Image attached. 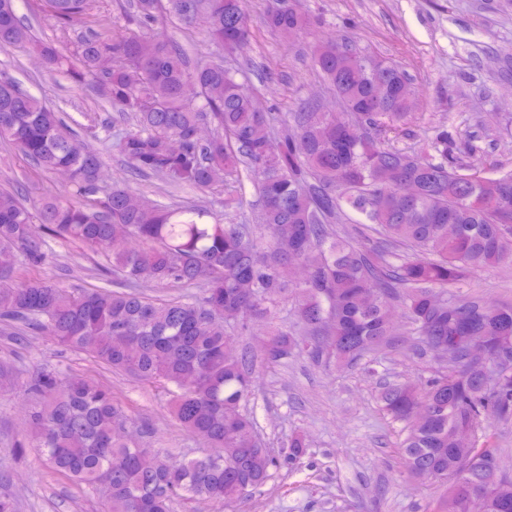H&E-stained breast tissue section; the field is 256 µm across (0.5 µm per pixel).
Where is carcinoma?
<instances>
[{"mask_svg":"<svg viewBox=\"0 0 512 512\" xmlns=\"http://www.w3.org/2000/svg\"><path fill=\"white\" fill-rule=\"evenodd\" d=\"M206 20L210 41L228 49L249 34L247 0H167V10L192 24L184 10ZM95 0H43L63 25L93 17ZM161 0H133L140 22L155 20ZM268 27L284 37L305 28L300 0L269 11ZM32 41L13 0H0V50ZM45 67L67 60L59 48L38 45ZM312 61L334 88L346 116L334 121L306 109L291 116L261 111L238 72L221 62L190 67L167 37H113L108 30L80 43L82 76L97 78L99 95L133 115L116 149L142 175L198 190L246 171L256 187V224L207 223L209 211L136 196L119 186L97 197L100 152L77 139L61 115L0 78V139L37 167L67 170L72 197L46 196L37 210L43 231L12 193L0 192V322L24 326L81 351L139 381L161 382L171 414L210 451L171 462L128 437V416L112 390L84 375L43 368L19 389L29 410L31 447L51 468L98 496L105 512H174L189 495L231 502L259 490L273 459L241 411L252 392L246 362L224 356L225 327L249 329L269 318L287 296L314 359L341 367L392 344L388 316L402 308L406 335L417 348L450 346L453 360L425 381L389 382L379 393L386 411L407 424L400 444L409 474L451 481L430 512H512V476L501 470L489 429L512 423V388L488 392L482 358L512 376V305H497L453 288L472 273L512 269V170L495 178L454 157L448 128H434V154L410 155L380 135L406 124L410 87L405 72L334 41L313 46ZM409 198L397 196L405 183ZM359 224L379 227L380 245L366 248L336 224L345 209ZM81 245L109 260L128 292H74L50 280L19 278L21 266L47 258V239ZM254 266L256 275L237 272ZM199 288L202 296L152 301L149 286ZM466 336L484 342L474 356ZM265 359L277 363L305 342L270 326ZM421 407L424 416L408 424ZM224 456L221 463L213 452ZM470 474L460 477L463 462ZM500 478H485L491 469Z\"/></svg>","mask_w":512,"mask_h":512,"instance_id":"carcinoma-1","label":"carcinoma"}]
</instances>
